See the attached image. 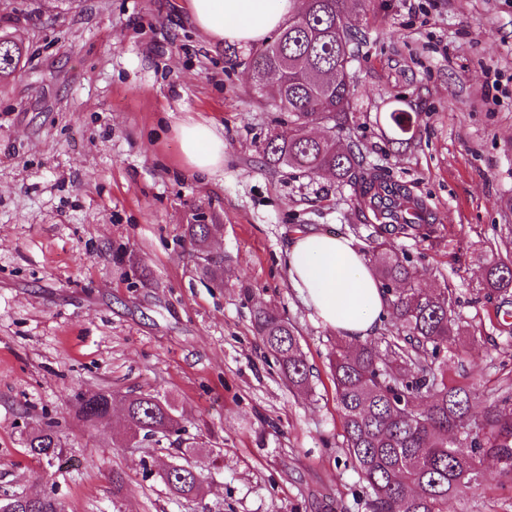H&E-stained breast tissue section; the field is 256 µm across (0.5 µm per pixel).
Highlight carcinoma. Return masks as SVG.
Listing matches in <instances>:
<instances>
[{
  "instance_id": "carcinoma-1",
  "label": "carcinoma",
  "mask_w": 512,
  "mask_h": 512,
  "mask_svg": "<svg viewBox=\"0 0 512 512\" xmlns=\"http://www.w3.org/2000/svg\"><path fill=\"white\" fill-rule=\"evenodd\" d=\"M296 14L277 39L257 49L249 60L253 73L277 75L265 87L275 106L288 114V135L274 134L262 147L271 168L288 166L307 175L328 174L352 188L373 254L372 271L388 295L395 331L386 354L372 345L338 343L329 370L336 402L343 416V447L366 483L371 512H445L448 499L479 483L477 469L498 466L499 482L512 485V396L493 400L469 421L476 393L448 382L435 366L439 353L458 335L447 293L424 291L416 282L408 256L393 238H434L437 225L428 220L423 202L406 185L384 171L366 167L353 148L336 142V131L352 112L353 68L360 58L363 35L343 12V0H299ZM23 46L0 35V80L19 68ZM394 136L411 130L409 113L389 112ZM323 126L313 137L308 129ZM186 234L194 250L206 253L211 225L189 224ZM485 287L497 293L512 290V259L487 268ZM254 333L273 357L288 386L312 391V371L296 328L279 313L259 307ZM75 416L95 425L108 420L112 393L72 395ZM127 429L125 446L164 441L181 455L200 447L186 436L181 416L168 401L151 392L122 399ZM61 422L50 418L27 435L25 448L50 462L64 456ZM177 498L202 497L205 477L199 471L176 470L163 479ZM27 512H63L55 490L35 497Z\"/></svg>"
}]
</instances>
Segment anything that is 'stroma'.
<instances>
[{
  "label": "stroma",
  "mask_w": 512,
  "mask_h": 512,
  "mask_svg": "<svg viewBox=\"0 0 512 512\" xmlns=\"http://www.w3.org/2000/svg\"><path fill=\"white\" fill-rule=\"evenodd\" d=\"M339 145L406 184L432 213L430 240L400 238L420 287L447 290L460 328L448 379L482 410L512 388V291L486 268L512 250V0H371ZM0 30L28 50L0 83V498L56 487L64 512H369L342 446L329 374L335 330L292 288L297 233L368 252L349 187L265 165L288 115L255 90L251 48L211 45L186 0H0ZM402 102L413 136L395 143ZM224 131V169L192 171L174 131ZM215 225L218 279L186 238ZM297 328L313 392L289 388L253 331L257 307ZM169 398L207 475L198 500L159 477L169 449L123 447V412L92 426L70 396ZM60 419L66 453L29 456L27 431ZM126 475L122 494L112 472ZM446 512H512L486 465Z\"/></svg>",
  "instance_id": "1"
}]
</instances>
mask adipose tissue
I'll return each mask as SVG.
<instances>
[{"mask_svg":"<svg viewBox=\"0 0 512 512\" xmlns=\"http://www.w3.org/2000/svg\"><path fill=\"white\" fill-rule=\"evenodd\" d=\"M198 30L213 44L247 47L265 40L294 15L297 0H188ZM192 170L216 173L224 165V139L210 124L176 126ZM289 279L319 321L358 344L387 315V297L364 255L348 240L318 232L294 239L286 251Z\"/></svg>","mask_w":512,"mask_h":512,"instance_id":"ef3b65f1","label":"adipose tissue"}]
</instances>
